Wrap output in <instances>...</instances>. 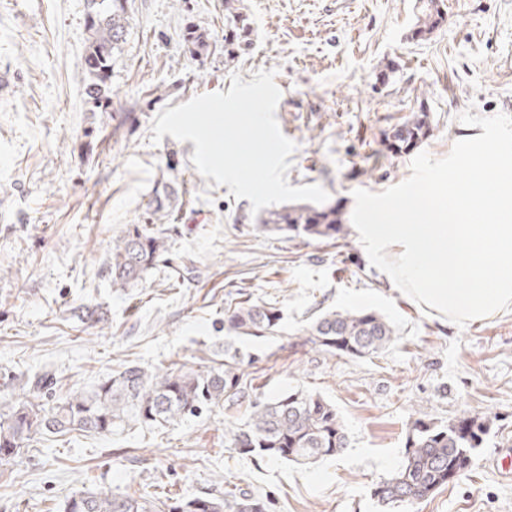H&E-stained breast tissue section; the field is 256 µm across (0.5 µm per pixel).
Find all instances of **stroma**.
Instances as JSON below:
<instances>
[{"label":"stroma","mask_w":512,"mask_h":512,"mask_svg":"<svg viewBox=\"0 0 512 512\" xmlns=\"http://www.w3.org/2000/svg\"><path fill=\"white\" fill-rule=\"evenodd\" d=\"M414 3L239 0L254 40L228 63L224 0H128L112 95L97 103L81 68L86 0H0V70L12 75L0 97V403L23 401L44 371L59 395L127 365L215 366L231 347L258 396H321L349 441L306 465L237 453L224 431L245 422L242 404L159 429L37 435L0 466V512H59L78 491L149 486L171 498L245 490L268 498L269 512H383L372 490L399 468L413 424L466 412L496 418L470 472L407 512H512V480L488 466L512 440V311L462 327L427 315L371 266L353 224L322 240L264 229L248 199L200 175L192 141H151L162 109L229 91L232 73L247 83L274 71L276 118L297 145L290 186L320 185L351 215L354 190L410 176L412 153L380 141L413 112L430 115L419 148L435 158L481 135L460 122L465 110L512 115V0H444V22L419 40ZM192 25L207 40L195 57L183 39ZM162 181L175 212L155 209ZM134 224L153 225L169 252L122 291L102 268ZM245 296L279 310L276 335L225 333V311ZM79 307L106 322L78 320ZM327 310L383 315L395 341L361 358L323 351L304 331Z\"/></svg>","instance_id":"1"}]
</instances>
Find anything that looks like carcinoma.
<instances>
[{
  "instance_id": "obj_1",
  "label": "carcinoma",
  "mask_w": 512,
  "mask_h": 512,
  "mask_svg": "<svg viewBox=\"0 0 512 512\" xmlns=\"http://www.w3.org/2000/svg\"><path fill=\"white\" fill-rule=\"evenodd\" d=\"M224 0V61L251 43L249 17ZM88 46L82 67L89 75L86 96L107 98L115 50L125 42L129 16L123 0H87ZM412 36L421 38L443 21L441 0H416ZM430 131L429 114L421 111L391 128L382 140L399 154L417 147ZM258 223L311 239L334 238L343 232L344 214L336 206L295 204L267 211ZM168 251L165 237L147 224H135L112 240V256L103 267L114 288H132ZM280 315L273 307L240 303L224 315V330L237 336L274 334ZM310 342L340 355L364 357L389 348L392 323L375 312L328 310L307 330ZM241 359L224 351V368H152L126 366L92 388L67 392L46 407L35 402L55 385L54 375L36 374L28 381L30 398L0 406V465L13 461L37 434L80 431L110 435L129 423L161 426L194 416L205 407L248 403L247 420L228 432L230 448L240 454L280 458L298 464L341 454L348 447L344 426L333 404L324 398L288 391L271 400L252 398ZM495 418L464 414L445 425L416 422L409 432L401 466L378 483L373 496L391 508H405L456 482L472 464ZM60 512H267L265 502L247 491L229 497H181L170 503L157 491L138 495L110 489L81 491L66 498Z\"/></svg>"
}]
</instances>
